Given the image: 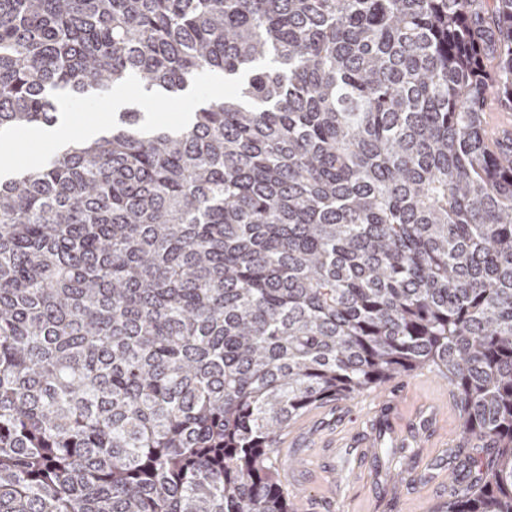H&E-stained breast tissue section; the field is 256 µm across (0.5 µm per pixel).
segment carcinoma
<instances>
[{"label": "carcinoma", "mask_w": 512, "mask_h": 512, "mask_svg": "<svg viewBox=\"0 0 512 512\" xmlns=\"http://www.w3.org/2000/svg\"><path fill=\"white\" fill-rule=\"evenodd\" d=\"M203 72L0 175V512H290L292 419L421 368L494 449L436 512H512V0H0V142ZM114 88L110 94L102 98L85 97L81 99L66 98L59 102L60 112H64L62 124L58 127V131L62 130L63 137L42 136L39 134H31L30 132L20 131L6 142L15 143L19 146L18 150L4 152L2 151V164L12 168H27L37 162L40 158L52 154L63 141H73L89 138L86 132L90 129H96L94 133L100 132L112 123V113L117 112L124 104H128L133 100L140 102L143 112L150 119L161 126H172L186 122L188 113L194 112L201 99H218L233 96L237 87L233 83L227 82L218 75L205 74L199 78L193 86L191 93H187L182 97L165 99L158 103L157 99H150L151 108H145L143 104L144 91L135 83H128L123 90L125 96L121 102L112 107V96L115 93ZM191 98L193 102L192 111H184L186 98ZM108 103L111 111L105 114V118L100 120L97 125H91L95 114L94 107L99 104ZM114 114V113H113ZM184 114L186 118L184 119ZM184 119V121H182ZM182 121V122H181ZM93 133V134H94ZM33 154L34 159L27 161L25 156ZM35 161V162H34ZM495 102L499 103L500 101L496 95H491L486 105V112L492 116V118L489 116L487 123V139L493 147L497 145V142L503 140L504 135L512 136V112H489V108Z\"/></svg>", "instance_id": "obj_1"}]
</instances>
